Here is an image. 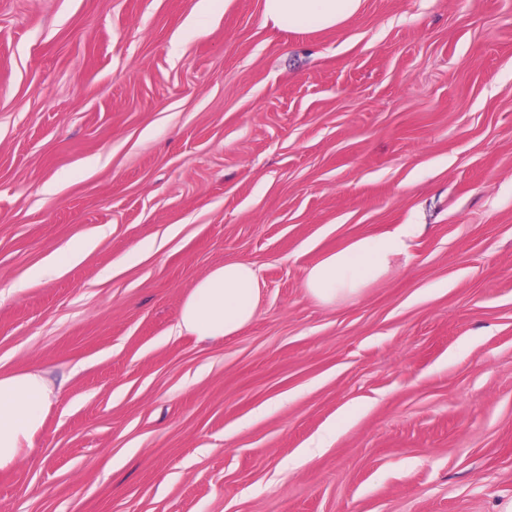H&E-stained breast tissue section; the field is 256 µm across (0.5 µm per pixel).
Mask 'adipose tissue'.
<instances>
[{
	"instance_id": "ef3b65f1",
	"label": "adipose tissue",
	"mask_w": 512,
	"mask_h": 512,
	"mask_svg": "<svg viewBox=\"0 0 512 512\" xmlns=\"http://www.w3.org/2000/svg\"><path fill=\"white\" fill-rule=\"evenodd\" d=\"M361 0H263L265 23L288 31L336 27L359 11ZM416 225L384 235L366 234L310 266L303 287L325 305L359 298L395 261L407 255ZM262 282L253 264L230 262L199 277L184 298L177 329L208 343L232 336L255 319ZM56 393L42 371L0 374V470L32 448Z\"/></svg>"
}]
</instances>
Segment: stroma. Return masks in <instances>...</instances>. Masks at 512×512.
Listing matches in <instances>:
<instances>
[{"label": "stroma", "mask_w": 512, "mask_h": 512, "mask_svg": "<svg viewBox=\"0 0 512 512\" xmlns=\"http://www.w3.org/2000/svg\"><path fill=\"white\" fill-rule=\"evenodd\" d=\"M197 3L0 0V374L57 394L0 512H506L512 0ZM403 224L362 297L306 294ZM235 261L255 320L173 334ZM361 0H263L265 23L280 30L328 29L359 11ZM417 228L403 224L392 233L360 236L310 266L303 288L308 296L325 305L336 306L359 298L398 258L408 256L409 241Z\"/></svg>", "instance_id": "stroma-1"}]
</instances>
